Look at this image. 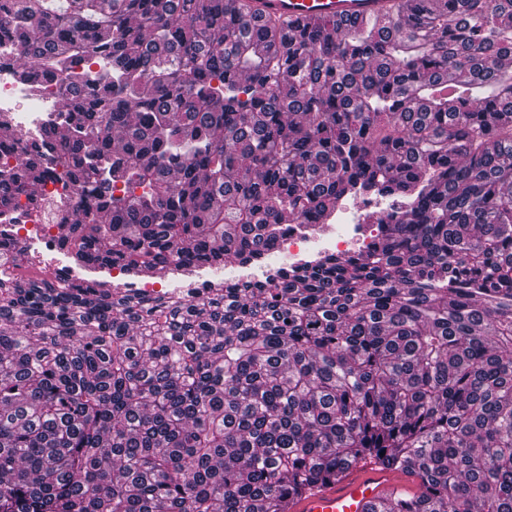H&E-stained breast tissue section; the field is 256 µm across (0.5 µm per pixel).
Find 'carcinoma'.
I'll use <instances>...</instances> for the list:
<instances>
[{
    "label": "carcinoma",
    "mask_w": 512,
    "mask_h": 512,
    "mask_svg": "<svg viewBox=\"0 0 512 512\" xmlns=\"http://www.w3.org/2000/svg\"><path fill=\"white\" fill-rule=\"evenodd\" d=\"M65 100L0 163V512H288L371 463L379 512H512V0L259 26L242 0H0ZM259 262L362 194L383 242L196 298L17 273Z\"/></svg>",
    "instance_id": "obj_1"
}]
</instances>
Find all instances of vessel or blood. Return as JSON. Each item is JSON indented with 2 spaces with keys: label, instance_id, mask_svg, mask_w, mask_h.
<instances>
[{
  "label": "vessel or blood",
  "instance_id": "b4317fda",
  "mask_svg": "<svg viewBox=\"0 0 512 512\" xmlns=\"http://www.w3.org/2000/svg\"><path fill=\"white\" fill-rule=\"evenodd\" d=\"M397 0H245L250 13L296 24L314 17L339 20L381 17ZM398 472L371 464L351 467L336 483L295 497L288 512H369L396 492L407 490Z\"/></svg>",
  "mask_w": 512,
  "mask_h": 512
}]
</instances>
